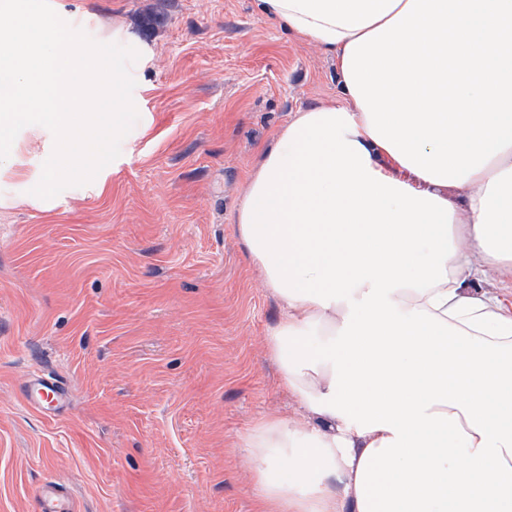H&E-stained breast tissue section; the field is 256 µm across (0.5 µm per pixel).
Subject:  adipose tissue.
<instances>
[{
	"label": "adipose tissue",
	"instance_id": "ef3b65f1",
	"mask_svg": "<svg viewBox=\"0 0 512 512\" xmlns=\"http://www.w3.org/2000/svg\"><path fill=\"white\" fill-rule=\"evenodd\" d=\"M258 8L333 55L342 97L278 129L235 213L306 412L245 434L256 497L512 512V0Z\"/></svg>",
	"mask_w": 512,
	"mask_h": 512
}]
</instances>
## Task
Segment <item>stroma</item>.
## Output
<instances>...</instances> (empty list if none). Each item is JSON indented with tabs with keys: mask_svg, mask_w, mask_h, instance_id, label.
<instances>
[{
	"mask_svg": "<svg viewBox=\"0 0 512 512\" xmlns=\"http://www.w3.org/2000/svg\"><path fill=\"white\" fill-rule=\"evenodd\" d=\"M140 53L139 119L88 184L44 200L24 127L0 166V512L63 484L78 512H260L241 439L300 417L267 345L281 305L234 232L259 149L338 102L334 58L256 0H50ZM67 399L40 411L29 371Z\"/></svg>",
	"mask_w": 512,
	"mask_h": 512,
	"instance_id": "obj_1",
	"label": "stroma"
}]
</instances>
